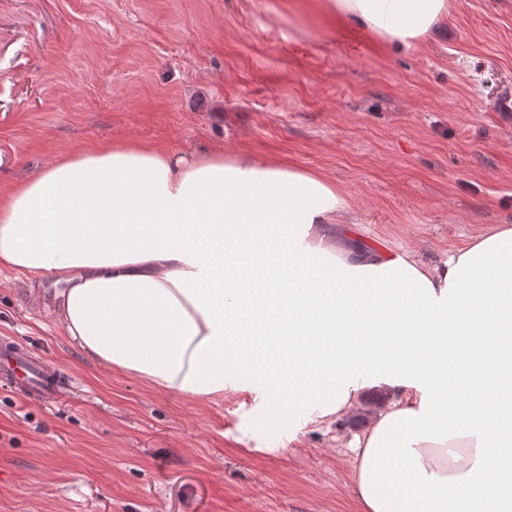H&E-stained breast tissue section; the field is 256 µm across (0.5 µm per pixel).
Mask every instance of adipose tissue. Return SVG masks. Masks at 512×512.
I'll return each instance as SVG.
<instances>
[{"label": "adipose tissue", "instance_id": "1", "mask_svg": "<svg viewBox=\"0 0 512 512\" xmlns=\"http://www.w3.org/2000/svg\"><path fill=\"white\" fill-rule=\"evenodd\" d=\"M454 0H326L411 46ZM345 189L286 163L117 143L0 196V268L51 278L89 360L186 396L236 378L319 424L382 396L352 444L358 512H512V227L429 265L367 247Z\"/></svg>", "mask_w": 512, "mask_h": 512}]
</instances>
